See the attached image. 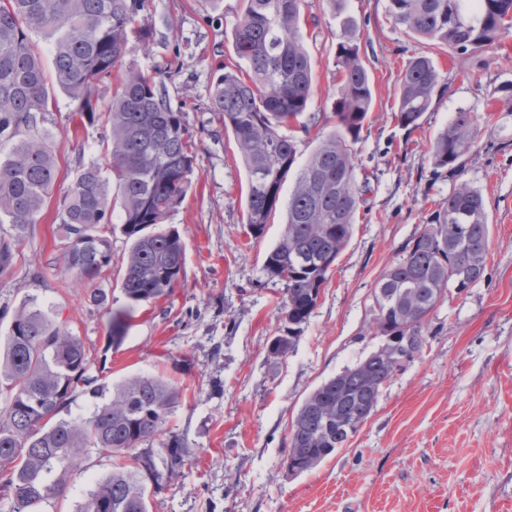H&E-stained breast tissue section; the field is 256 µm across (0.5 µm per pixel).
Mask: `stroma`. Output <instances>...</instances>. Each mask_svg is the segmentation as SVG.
<instances>
[{
  "mask_svg": "<svg viewBox=\"0 0 512 512\" xmlns=\"http://www.w3.org/2000/svg\"><path fill=\"white\" fill-rule=\"evenodd\" d=\"M148 4L151 49L130 45L125 61L168 74L171 107L184 113L197 145L193 189L167 219L185 244L184 272L171 296L137 307L123 340L109 343V313L127 305L130 243L113 224L112 263L95 283L107 301L93 306L86 289L61 284L51 203L20 245L13 274L0 275V307L60 311L99 381L156 375L180 386L166 429L185 440L191 464L154 495L150 512H512V103L498 99L512 82V31L496 52L458 55L397 24L388 0H345L375 100L354 147L370 190L294 351L281 357L269 345L288 333L283 286L267 278L264 261L285 230L286 209L277 207L261 237L249 234L246 172L234 136L210 109L213 75L236 60L224 27L243 0ZM303 11L309 109L328 132L340 92V20L327 0H305ZM426 52L444 92L408 132L394 118L398 79ZM491 108L493 123L480 125L460 169H434L431 143L455 112ZM70 111L58 95L45 122L59 156V194L81 166L104 160L100 128L73 135ZM463 180L481 191L491 224L486 278L441 301L422 355L385 386L348 445L290 474L287 437L303 400L378 346L370 328L376 282Z\"/></svg>",
  "mask_w": 512,
  "mask_h": 512,
  "instance_id": "obj_1",
  "label": "stroma"
}]
</instances>
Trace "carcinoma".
Wrapping results in <instances>:
<instances>
[{"instance_id": "1", "label": "carcinoma", "mask_w": 512, "mask_h": 512, "mask_svg": "<svg viewBox=\"0 0 512 512\" xmlns=\"http://www.w3.org/2000/svg\"><path fill=\"white\" fill-rule=\"evenodd\" d=\"M341 19L336 48L340 95L336 125L320 136L299 163L297 133L309 134L319 117L308 113L313 82L302 29L304 0H244L232 22L235 56L244 62L214 77L211 110L234 135L247 176V224L260 237L288 194V222L267 253L264 271L284 288L288 335L274 353L295 347L317 307L330 269L349 244L369 191L358 176L354 146L373 111L360 33L343 15V0H327ZM145 0H0V275L14 270L20 242L36 232L53 196L57 152L43 129L61 91L73 105V131L102 127L108 168L82 167L58 200L61 269L76 285L91 286L109 268L114 217L130 241L121 290L128 308L113 312L109 337L127 330L129 310L171 295L183 273L185 245L161 227L191 188L197 148L184 113L171 108L165 80L156 71L122 65L129 36L146 47L152 28L142 15ZM394 20L415 35L460 55L493 51L512 27V0H388ZM44 35L53 55L46 72L31 33ZM112 83L108 105L99 86ZM432 57L412 59L400 76L398 124L411 131L439 93ZM477 116L455 113L431 144L434 169L460 168L475 143ZM490 227L481 193L466 182L448 193V205L404 248L374 290V336L390 341L399 369L422 355L428 318L452 291L485 278ZM8 330L0 336V491L13 512H50L67 497L70 480L87 469L96 452L115 459L76 512H149L148 498L164 490L188 464L179 436L165 435L179 403V387L140 375L112 387L89 374L88 356L59 314L34 305L0 309ZM395 372L378 350L326 380L302 402L288 436L287 463L304 473L342 448L368 419ZM82 392L96 400L91 416H61Z\"/></svg>"}]
</instances>
